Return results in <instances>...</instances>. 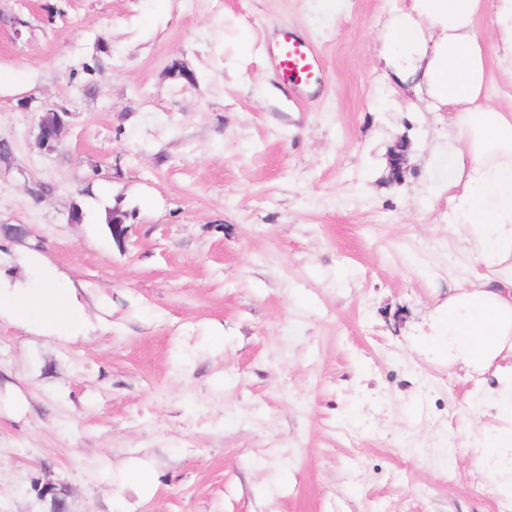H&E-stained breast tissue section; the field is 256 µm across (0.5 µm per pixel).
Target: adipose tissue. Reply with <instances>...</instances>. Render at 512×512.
I'll list each match as a JSON object with an SVG mask.
<instances>
[{"instance_id":"obj_1","label":"adipose tissue","mask_w":512,"mask_h":512,"mask_svg":"<svg viewBox=\"0 0 512 512\" xmlns=\"http://www.w3.org/2000/svg\"><path fill=\"white\" fill-rule=\"evenodd\" d=\"M489 5L499 66L512 77V0H405L384 41L395 80L450 113L448 206L457 235L471 246L470 260L483 272L449 296L443 333L449 354L482 370L495 368L500 378L495 398L509 425L473 455L512 491V366L494 365L512 354V109L487 101V45L476 20ZM29 265L41 287L0 284V313L20 322L41 318L55 338L77 335L83 313L70 289L55 287L38 255Z\"/></svg>"}]
</instances>
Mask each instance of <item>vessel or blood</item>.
<instances>
[{"label":"vessel or blood","instance_id":"1","mask_svg":"<svg viewBox=\"0 0 512 512\" xmlns=\"http://www.w3.org/2000/svg\"><path fill=\"white\" fill-rule=\"evenodd\" d=\"M271 64L283 80L304 88L317 82L322 59L313 45L283 28L276 38Z\"/></svg>","mask_w":512,"mask_h":512}]
</instances>
